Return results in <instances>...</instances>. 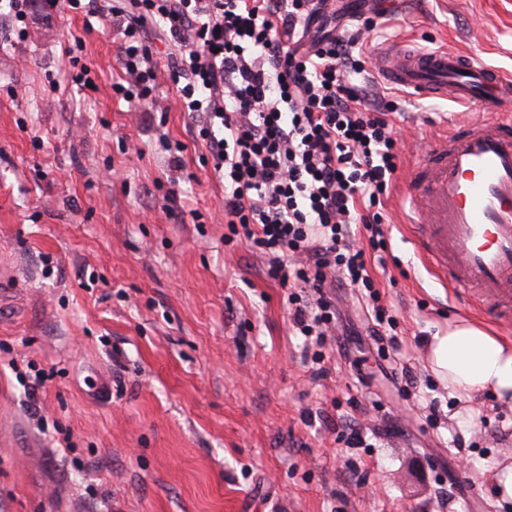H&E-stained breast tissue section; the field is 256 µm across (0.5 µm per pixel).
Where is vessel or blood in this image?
<instances>
[{"instance_id": "obj_1", "label": "vessel or blood", "mask_w": 512, "mask_h": 512, "mask_svg": "<svg viewBox=\"0 0 512 512\" xmlns=\"http://www.w3.org/2000/svg\"><path fill=\"white\" fill-rule=\"evenodd\" d=\"M380 70L398 86L480 110L445 125L403 190L405 222L445 285L512 328V78L445 50L385 46Z\"/></svg>"}]
</instances>
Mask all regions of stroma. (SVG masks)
<instances>
[{"mask_svg":"<svg viewBox=\"0 0 512 512\" xmlns=\"http://www.w3.org/2000/svg\"><path fill=\"white\" fill-rule=\"evenodd\" d=\"M384 5L363 46L371 72L385 43L404 40L512 74V0ZM77 36L95 85L53 90ZM120 40L104 15L36 9L21 40L0 14V512H505L488 469L512 463V409L483 394L459 424L424 364L431 336L457 320L498 327L423 266L397 195L463 108L386 92L402 153L384 201L394 263L378 282L416 387L393 379L360 296L345 290L316 380L288 289L224 241V182L166 66L158 106L115 96ZM162 134L186 146L174 187ZM172 188L175 218L164 212ZM12 357L56 375L28 396ZM350 419L365 446L339 441ZM394 421L399 433L385 435Z\"/></svg>","mask_w":512,"mask_h":512,"instance_id":"1","label":"stroma"}]
</instances>
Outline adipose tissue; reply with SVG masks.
Listing matches in <instances>:
<instances>
[{
    "mask_svg": "<svg viewBox=\"0 0 512 512\" xmlns=\"http://www.w3.org/2000/svg\"><path fill=\"white\" fill-rule=\"evenodd\" d=\"M434 377L472 413V401L487 392L512 404V343L461 320L431 336L426 355Z\"/></svg>",
    "mask_w": 512,
    "mask_h": 512,
    "instance_id": "adipose-tissue-1",
    "label": "adipose tissue"
}]
</instances>
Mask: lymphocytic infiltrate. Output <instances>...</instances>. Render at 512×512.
<instances>
[{
    "mask_svg": "<svg viewBox=\"0 0 512 512\" xmlns=\"http://www.w3.org/2000/svg\"><path fill=\"white\" fill-rule=\"evenodd\" d=\"M66 2L123 21L125 77L112 89L125 102L155 101L146 26L172 46L168 69L193 139L224 181V222L289 289L291 325L314 376L327 374L335 286L363 289L372 336L401 358L368 269L387 264L381 206L399 161L394 104L375 92L361 52L375 18L342 26L332 0Z\"/></svg>",
    "mask_w": 512,
    "mask_h": 512,
    "instance_id": "lymphocytic-infiltrate-1",
    "label": "lymphocytic infiltrate"
}]
</instances>
